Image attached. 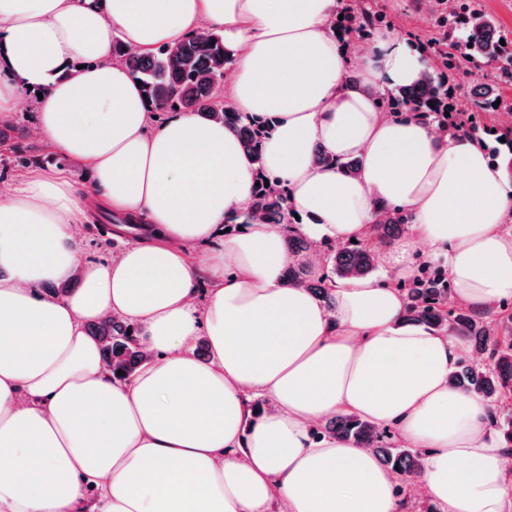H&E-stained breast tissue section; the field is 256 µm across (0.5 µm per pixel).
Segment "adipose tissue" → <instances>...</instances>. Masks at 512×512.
<instances>
[{"label":"adipose tissue","mask_w":512,"mask_h":512,"mask_svg":"<svg viewBox=\"0 0 512 512\" xmlns=\"http://www.w3.org/2000/svg\"><path fill=\"white\" fill-rule=\"evenodd\" d=\"M337 11L338 0H0V119L42 93L41 137L94 188L35 168L0 193V512H406L368 449L313 437L344 413L423 449L405 490L434 512H512V458L488 403L448 385L462 338L403 328L395 285L420 248L463 306L512 298V179L474 138L385 112L381 97L426 64L388 32L342 44ZM201 28L232 56L225 101L268 123L265 170L305 236L345 245L368 237L382 206L410 214V235L380 252L389 278L338 280L326 307L284 285L283 225L221 234L257 177L235 131L190 112L154 125L112 56L116 38L146 53ZM317 147L336 165L315 167ZM351 158L362 164L348 175ZM98 207L123 216L116 236L137 227L105 263L74 246ZM73 274L75 290L44 293ZM103 316L138 330L146 358L131 379L113 378L85 332ZM255 397L267 402L256 415Z\"/></svg>","instance_id":"ef3b65f1"}]
</instances>
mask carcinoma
I'll list each match as a JSON object with an SVG mask.
<instances>
[{
  "mask_svg": "<svg viewBox=\"0 0 512 512\" xmlns=\"http://www.w3.org/2000/svg\"><path fill=\"white\" fill-rule=\"evenodd\" d=\"M346 25H338L341 33L367 37L380 22L382 14L363 4L340 5ZM448 50L439 55L438 67L464 72L469 65L480 62L491 68L495 81L475 84L478 109L481 112H512V102L503 99L500 84L512 83V40L505 38L495 20L482 9L481 0H448L446 15ZM505 44H500V40ZM112 54L121 58L131 76L141 81L147 100L159 112H194L203 119H213L234 127L242 149L258 168H263L258 125L247 115L216 101V93L224 82V67L229 55L224 35L213 32L206 36L189 34L173 45H161L146 54H131L119 41L112 43ZM446 95L444 86L425 72L420 80L403 86L380 100L381 108L399 117L420 114L445 127L439 102ZM253 188L251 208L225 221L232 230L250 223V213L262 216L267 224H292L294 212L288 193L263 174ZM408 218L401 212L372 225L371 241L348 247H329L331 270L317 279L309 277L303 262H294L285 269L286 285L302 287L329 306L336 279L366 276L376 269V248L387 244L405 231ZM289 254L299 257L309 250V242L296 231L285 238ZM406 299L404 322L427 329L452 328L471 345L474 356L459 362L449 377L455 389L476 393L487 400L501 402L512 397V313L503 314L495 323L499 335L491 334L483 318L457 305L451 298L448 282L431 277L402 289ZM88 335L102 342V354L113 377L127 380L142 363L134 327L118 319L91 322ZM490 424L512 452V416L490 415ZM315 435L341 436L373 449L378 463L401 479L415 475L421 468L422 453L406 448L380 431L372 423L352 414L339 415L315 431Z\"/></svg>",
  "mask_w": 512,
  "mask_h": 512,
  "instance_id": "1",
  "label": "carcinoma"
}]
</instances>
